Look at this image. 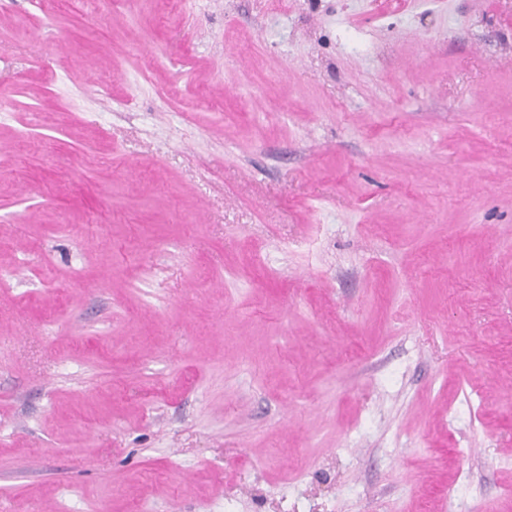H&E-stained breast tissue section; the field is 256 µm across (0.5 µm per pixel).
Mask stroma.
I'll list each match as a JSON object with an SVG mask.
<instances>
[{"label":"stroma","mask_w":512,"mask_h":512,"mask_svg":"<svg viewBox=\"0 0 512 512\" xmlns=\"http://www.w3.org/2000/svg\"><path fill=\"white\" fill-rule=\"evenodd\" d=\"M0 512H512V0H0Z\"/></svg>","instance_id":"1"}]
</instances>
